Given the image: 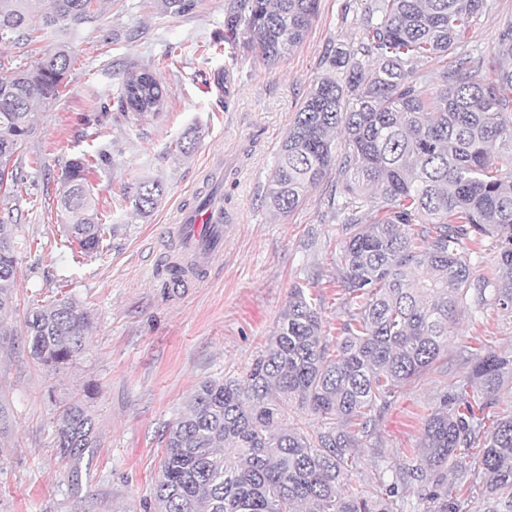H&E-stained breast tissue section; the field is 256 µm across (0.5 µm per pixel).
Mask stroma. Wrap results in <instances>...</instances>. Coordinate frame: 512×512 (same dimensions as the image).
<instances>
[{
	"label": "stroma",
	"mask_w": 512,
	"mask_h": 512,
	"mask_svg": "<svg viewBox=\"0 0 512 512\" xmlns=\"http://www.w3.org/2000/svg\"><path fill=\"white\" fill-rule=\"evenodd\" d=\"M241 0H199L187 15L155 0H107L71 42L59 97L37 107V129L19 157L26 177L16 194L17 309L0 318V512H150L168 425L195 385L243 373L274 332L288 294L306 283L322 297L327 334H335L338 224L329 213L335 176L285 214L264 195L279 145L328 46L356 41L365 0H319L303 41L275 67L247 54L225 72L229 47L214 49L225 14ZM512 22V0H489L461 51L478 57ZM150 69L167 105L157 116L124 115L117 93L128 73ZM107 154L89 184L103 223L102 252L85 256L64 242L57 199L71 159ZM224 156V207L231 217L224 258L210 274L168 297L154 268L174 254L163 228L193 201L200 173ZM156 180L163 194L149 217L135 214L125 189ZM67 296L90 312L86 353L57 369L32 359L23 316ZM512 354V312L463 311L448 348L377 416L350 487L392 474L419 448L425 418L462 381L479 343ZM84 399L100 445L73 464L54 445L56 421Z\"/></svg>",
	"instance_id": "1"
}]
</instances>
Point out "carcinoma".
Wrapping results in <instances>:
<instances>
[{"label": "carcinoma", "mask_w": 512, "mask_h": 512, "mask_svg": "<svg viewBox=\"0 0 512 512\" xmlns=\"http://www.w3.org/2000/svg\"><path fill=\"white\" fill-rule=\"evenodd\" d=\"M0 0V46L54 36L32 64L0 72V187L19 184V153L35 132V105L57 98L71 61L70 38L95 21L102 0ZM198 0H157L164 13H191ZM319 0H247L224 19V42L282 62L308 30ZM487 0H370L358 42L326 52L327 72L307 93L277 152L265 200L288 213L336 171L331 209L342 225L340 288L352 306L335 343L320 300L294 286L274 333L245 375L201 381L165 434L157 512H403L402 491L460 512H512V413L486 428L483 410L512 393V356L487 345L427 418L422 445L392 478L345 490L376 413L420 377L448 346L458 309L512 310V23L488 53L456 49ZM454 55L431 76L418 58ZM165 94L149 71L131 73L122 110L159 114ZM343 129L345 151L333 134ZM91 165L62 171L57 200L69 241L100 252V223L88 186ZM162 192L139 184L132 204L146 216ZM500 242L499 274L472 278L468 243ZM18 256L0 224V316L16 310ZM92 317L73 299L24 314L33 357L60 367L84 354ZM309 412L313 421L298 412ZM60 455L98 446L95 418L81 400L56 422ZM457 478L448 485V462Z\"/></svg>", "instance_id": "1"}]
</instances>
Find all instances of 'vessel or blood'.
I'll return each instance as SVG.
<instances>
[{
    "mask_svg": "<svg viewBox=\"0 0 512 512\" xmlns=\"http://www.w3.org/2000/svg\"><path fill=\"white\" fill-rule=\"evenodd\" d=\"M224 198L210 191L198 197L195 205L180 209L168 232L175 237L181 253L194 259V266L168 262L167 286L180 291L197 278L199 269H209L224 254Z\"/></svg>",
    "mask_w": 512,
    "mask_h": 512,
    "instance_id": "obj_1",
    "label": "vessel or blood"
}]
</instances>
